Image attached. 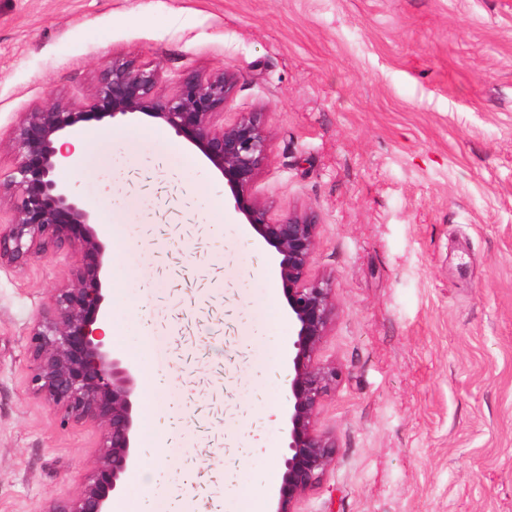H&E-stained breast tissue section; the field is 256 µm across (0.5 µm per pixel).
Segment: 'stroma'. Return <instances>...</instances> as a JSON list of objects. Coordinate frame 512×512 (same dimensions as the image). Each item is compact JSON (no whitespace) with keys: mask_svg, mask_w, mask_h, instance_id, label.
Instances as JSON below:
<instances>
[{"mask_svg":"<svg viewBox=\"0 0 512 512\" xmlns=\"http://www.w3.org/2000/svg\"><path fill=\"white\" fill-rule=\"evenodd\" d=\"M112 60L167 87L235 74L225 122L257 112L271 133L256 194L316 217L309 272L337 299L319 358L342 376L318 414L336 462L298 512H512V0H0V174L22 113L83 100ZM77 131L84 162L55 178L108 247L113 353L159 385L122 495L232 512L285 446L275 260L233 208L212 224L224 182L167 127ZM77 264L61 246L0 265V512L73 497L100 453L97 424L29 385V331Z\"/></svg>","mask_w":512,"mask_h":512,"instance_id":"35a3bbf8","label":"stroma"}]
</instances>
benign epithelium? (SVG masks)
<instances>
[{
  "instance_id": "7a95c632",
  "label": "benign epithelium",
  "mask_w": 512,
  "mask_h": 512,
  "mask_svg": "<svg viewBox=\"0 0 512 512\" xmlns=\"http://www.w3.org/2000/svg\"><path fill=\"white\" fill-rule=\"evenodd\" d=\"M236 78L182 75L172 88L160 70L105 63L93 93L81 102L53 101L23 113L11 132L18 156L9 186L14 207L0 224V263L23 264L48 244L69 245L81 255L71 283L30 332V384L61 423L93 421L104 431L101 451L82 488L47 512H112L126 474L138 462L137 370L112 353L105 336V288L109 262L93 211L54 178L75 154L66 140L92 118L142 114L195 146L224 177L228 202L273 252L296 339L288 346L292 376L285 412L281 484L268 512H296L295 505L319 484L336 461V443L316 428L319 407L336 387L340 370L317 353L336 315V294L327 279H312L308 265L317 245L315 216H275L254 193L270 153V134L256 112L224 123Z\"/></svg>"
}]
</instances>
